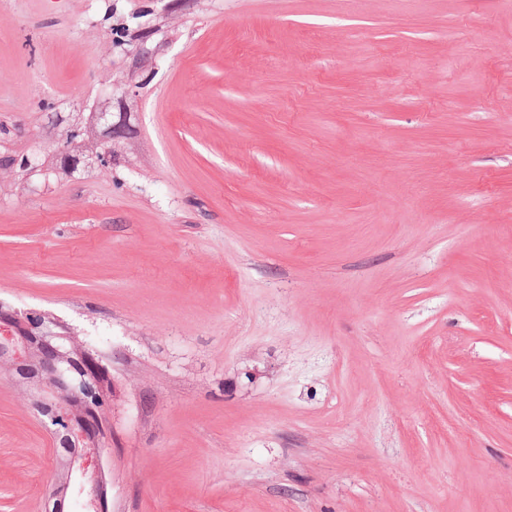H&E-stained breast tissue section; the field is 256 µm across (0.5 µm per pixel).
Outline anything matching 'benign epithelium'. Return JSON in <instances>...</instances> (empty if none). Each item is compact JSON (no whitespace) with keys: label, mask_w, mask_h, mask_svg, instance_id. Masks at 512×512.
<instances>
[{"label":"benign epithelium","mask_w":512,"mask_h":512,"mask_svg":"<svg viewBox=\"0 0 512 512\" xmlns=\"http://www.w3.org/2000/svg\"><path fill=\"white\" fill-rule=\"evenodd\" d=\"M122 117L124 114L112 112L108 104L93 114V125H105L109 131L97 156L102 164L117 143L112 129ZM61 164L74 171L90 162L82 153L66 151L62 153ZM0 365L26 373L22 382L28 401L37 412L53 422L65 419L62 440L70 450L61 460L67 465V475L51 491L53 512L64 510L67 490L77 474L93 476L92 495L102 508H107V483L99 449L107 422L102 418L103 406H93L88 401L93 394L103 397L106 385L110 384L103 357L92 349L77 346L75 332L69 326L51 319L34 325L29 318L0 305Z\"/></svg>","instance_id":"7a95c632"}]
</instances>
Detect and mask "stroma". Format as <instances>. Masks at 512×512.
<instances>
[{"label": "stroma", "instance_id": "stroma-1", "mask_svg": "<svg viewBox=\"0 0 512 512\" xmlns=\"http://www.w3.org/2000/svg\"><path fill=\"white\" fill-rule=\"evenodd\" d=\"M116 81L120 166L59 170ZM0 126V303L105 357L107 512H512V0H0ZM58 456L0 370V512Z\"/></svg>", "mask_w": 512, "mask_h": 512}]
</instances>
